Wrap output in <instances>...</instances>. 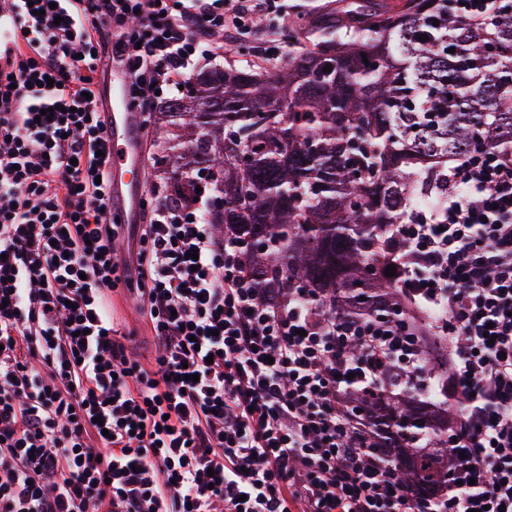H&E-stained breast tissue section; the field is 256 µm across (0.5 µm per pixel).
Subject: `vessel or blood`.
<instances>
[{
  "label": "vessel or blood",
  "instance_id": "vessel-or-blood-1",
  "mask_svg": "<svg viewBox=\"0 0 512 512\" xmlns=\"http://www.w3.org/2000/svg\"><path fill=\"white\" fill-rule=\"evenodd\" d=\"M128 76L122 70L112 73V123L107 134L112 141L113 187L111 197L126 210L128 223H135L140 198L146 192L141 140L137 115L125 98Z\"/></svg>",
  "mask_w": 512,
  "mask_h": 512
}]
</instances>
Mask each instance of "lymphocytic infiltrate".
I'll use <instances>...</instances> for the list:
<instances>
[{"label":"lymphocytic infiltrate","mask_w":512,"mask_h":512,"mask_svg":"<svg viewBox=\"0 0 512 512\" xmlns=\"http://www.w3.org/2000/svg\"><path fill=\"white\" fill-rule=\"evenodd\" d=\"M282 0H0V512H512V154L476 147L440 203L388 230L401 297L448 345L462 404L442 497L398 480L353 393L433 386L393 327L268 302L206 213L211 182L153 185L118 257L102 83L152 111ZM53 116L41 118L43 109ZM197 252L189 260L188 252ZM146 303L150 366L108 293Z\"/></svg>","instance_id":"obj_1"}]
</instances>
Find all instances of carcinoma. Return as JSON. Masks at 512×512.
<instances>
[{
  "label": "carcinoma",
  "instance_id": "cac0c4a2",
  "mask_svg": "<svg viewBox=\"0 0 512 512\" xmlns=\"http://www.w3.org/2000/svg\"><path fill=\"white\" fill-rule=\"evenodd\" d=\"M352 15L360 22L322 29L263 77L215 67L190 78L151 117L153 170L174 184L202 173L213 183L224 208L209 223L240 243L269 301L304 297L400 323L384 226L435 205L428 183L448 157L479 144L512 151V17L458 19L452 0L360 4ZM361 404L399 479L441 486L418 444L448 462V419L413 390Z\"/></svg>",
  "mask_w": 512,
  "mask_h": 512
}]
</instances>
